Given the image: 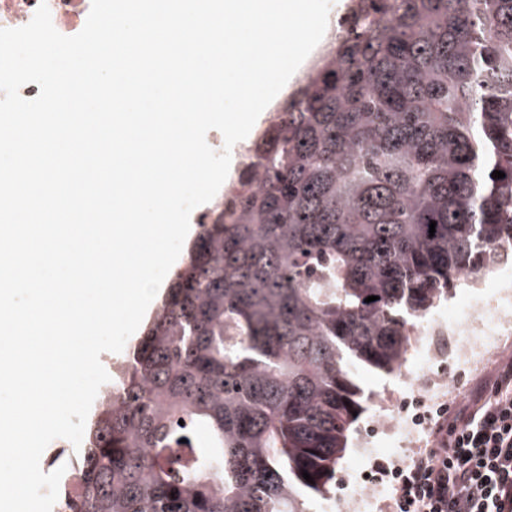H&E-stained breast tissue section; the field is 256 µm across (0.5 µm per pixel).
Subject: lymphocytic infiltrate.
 I'll use <instances>...</instances> for the list:
<instances>
[{
	"label": "lymphocytic infiltrate",
	"instance_id": "obj_1",
	"mask_svg": "<svg viewBox=\"0 0 512 512\" xmlns=\"http://www.w3.org/2000/svg\"><path fill=\"white\" fill-rule=\"evenodd\" d=\"M392 475L387 512H512V358Z\"/></svg>",
	"mask_w": 512,
	"mask_h": 512
}]
</instances>
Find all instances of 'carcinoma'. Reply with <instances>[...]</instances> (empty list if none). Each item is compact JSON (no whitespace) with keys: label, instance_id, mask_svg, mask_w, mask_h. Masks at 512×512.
<instances>
[{"label":"carcinoma","instance_id":"cac0c4a2","mask_svg":"<svg viewBox=\"0 0 512 512\" xmlns=\"http://www.w3.org/2000/svg\"><path fill=\"white\" fill-rule=\"evenodd\" d=\"M350 2L103 390L60 512H309L369 400L353 367L395 373L406 325L512 255V0Z\"/></svg>","mask_w":512,"mask_h":512}]
</instances>
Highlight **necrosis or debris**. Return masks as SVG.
<instances>
[{
  "mask_svg": "<svg viewBox=\"0 0 512 512\" xmlns=\"http://www.w3.org/2000/svg\"><path fill=\"white\" fill-rule=\"evenodd\" d=\"M46 3L54 27L66 36L79 33L85 25L91 8V0H0V28H17L28 24L39 3ZM503 289L504 294L497 304L471 305L468 319H459L451 308L440 309L433 318L413 321L411 336L430 337L429 351L417 353L411 368L400 371V380L407 398L391 413L381 415L373 425L374 433H400L408 427L410 406L427 402L432 388L447 389L444 379L430 371L433 352L455 356L460 362L472 365L486 349L492 348L504 331L512 330V266L498 265L488 272L467 277L466 282L474 288L485 282Z\"/></svg>",
  "mask_w": 512,
  "mask_h": 512,
  "instance_id": "1",
  "label": "necrosis or debris"
}]
</instances>
